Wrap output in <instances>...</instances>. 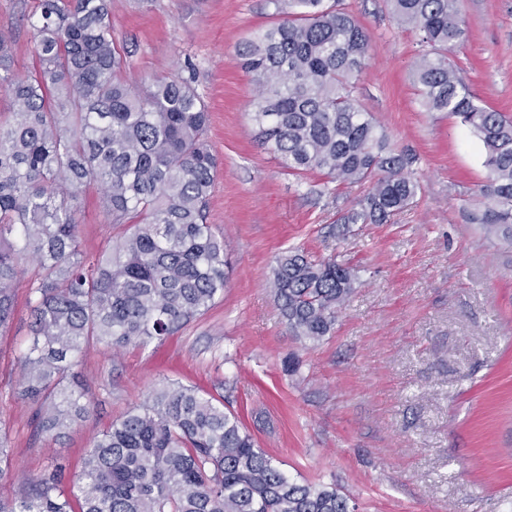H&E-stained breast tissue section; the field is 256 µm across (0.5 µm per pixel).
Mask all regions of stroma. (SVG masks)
<instances>
[{
    "label": "stroma",
    "instance_id": "1",
    "mask_svg": "<svg viewBox=\"0 0 512 512\" xmlns=\"http://www.w3.org/2000/svg\"><path fill=\"white\" fill-rule=\"evenodd\" d=\"M371 40L353 96L393 149L416 158L420 189L386 224L342 225L368 193L319 172L288 171L255 136L256 85L239 44L281 18L276 0H110L112 41L132 86L194 76L218 158L209 222L232 264L224 294L179 332L145 347L90 344L80 371L91 413L64 434L41 431L18 398L30 332L27 263L15 312L0 331V430L24 480L60 463L83 469L93 437L168 380L231 401L259 448L300 483L336 486L357 512H512V249L470 215L487 171L458 119L425 111L414 84L419 30L386 0H342ZM38 0H0V36L14 69L35 63ZM452 58L480 102L512 117V0H463ZM97 186L82 196L79 241L96 255L120 236ZM291 248L336 257L356 275L331 333L293 336L271 281ZM296 354L286 374L281 360Z\"/></svg>",
    "mask_w": 512,
    "mask_h": 512
}]
</instances>
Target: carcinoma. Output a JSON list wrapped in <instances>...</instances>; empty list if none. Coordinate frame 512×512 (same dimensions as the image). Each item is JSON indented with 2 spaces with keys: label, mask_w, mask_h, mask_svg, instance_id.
<instances>
[{
  "label": "carcinoma",
  "mask_w": 512,
  "mask_h": 512,
  "mask_svg": "<svg viewBox=\"0 0 512 512\" xmlns=\"http://www.w3.org/2000/svg\"><path fill=\"white\" fill-rule=\"evenodd\" d=\"M461 0H388L392 19L423 33L415 85L428 112H446L479 138L487 177L477 221L512 244V120L475 102L448 54L464 34ZM285 18L239 55L258 88L251 120L262 144L296 174L370 183L345 224H386L413 202L415 158L395 151L353 98L371 43L354 16L324 0H283ZM37 68L20 74L0 38V330L14 313L25 260L32 339L18 396L42 430L85 418L75 379L89 342L144 346L171 336L224 294V239L207 223L216 159L207 106L179 76L132 88L112 42L107 0H39ZM96 184L111 223L126 227L100 257L80 249L78 201ZM350 267L291 249L271 285L289 331L311 346L333 329L354 288ZM0 437V487L13 480ZM64 467L30 479L0 512H73ZM80 512H355L332 486L298 483L224 403L168 382L87 450L76 480Z\"/></svg>",
  "instance_id": "carcinoma-1"
}]
</instances>
